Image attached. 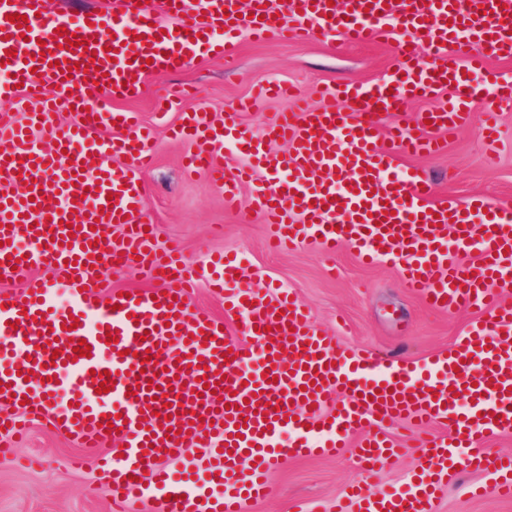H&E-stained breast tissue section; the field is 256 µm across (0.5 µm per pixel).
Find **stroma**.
I'll return each mask as SVG.
<instances>
[{
    "instance_id": "35a3bbf8",
    "label": "stroma",
    "mask_w": 512,
    "mask_h": 512,
    "mask_svg": "<svg viewBox=\"0 0 512 512\" xmlns=\"http://www.w3.org/2000/svg\"><path fill=\"white\" fill-rule=\"evenodd\" d=\"M228 50L225 58L206 55L182 70L153 73L139 96L105 97L99 102L106 110L137 113L156 132L154 166L143 177V210L145 223L157 227L159 245L178 246L187 263L199 271L211 255L238 254L246 284L261 289L274 283L293 290L309 309L313 325L338 330L342 341L412 359L447 351L461 328L476 318V311L444 314L430 309L404 288L396 265L363 264L346 248L339 250L332 265L311 246L290 252L274 249L261 217L248 203L225 210L223 193L206 174L184 171L183 159L193 146L168 133L181 113L223 115L250 97L257 85L271 81L297 87L307 93L311 107H318L315 87L374 82L393 68L396 45L339 49L314 37L258 43L242 33ZM499 112L501 134L495 155H487L474 122L449 138L438 155H398V171L427 170L440 201L478 197L512 208V105L500 106ZM0 446L8 450L0 456V512H110L97 469L101 449L79 446L38 423L24 438H6ZM74 455L84 458L82 469L68 468ZM420 465L419 454L408 452L365 477L348 451L337 457L283 458L270 471L267 498L254 503L252 512H290L297 500L334 512L350 482L362 478L375 488L396 486ZM493 481L492 474L482 471L447 476L436 500L437 512H512V499L470 494V486Z\"/></svg>"
}]
</instances>
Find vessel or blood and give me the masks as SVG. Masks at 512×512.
Wrapping results in <instances>:
<instances>
[{
  "instance_id": "1",
  "label": "vessel or blood",
  "mask_w": 512,
  "mask_h": 512,
  "mask_svg": "<svg viewBox=\"0 0 512 512\" xmlns=\"http://www.w3.org/2000/svg\"><path fill=\"white\" fill-rule=\"evenodd\" d=\"M15 13L26 27L10 22ZM165 14L155 20L139 0L86 17L57 12L52 0H0V69L11 73L0 101L19 96L33 106L20 120L0 113V279H24L21 292H0V405L11 408L0 428L13 436L40 421L92 447L118 441L119 461L99 465L115 512H140L148 498L156 512H247L279 458L347 447L372 474L407 448L388 435L398 421L424 434L421 473L389 490L353 483L336 512H436L435 482L452 468L491 473L493 492L512 498V456L475 450L512 435V306L499 299L512 284V209L477 198L435 202L424 173L394 175L378 136L382 114L447 86L454 97L427 115L432 135L392 126L405 152L439 151L469 122L482 89L512 103V75L486 68L488 57L512 56V0H251L246 15L239 0H165ZM241 32L259 41L398 42L391 72L321 90L318 109L279 113L264 137L235 111L182 113L173 133L197 144L185 169L209 174L226 205L252 184V206L278 246L312 245L330 258L345 245L364 262L398 265L433 308L478 310L447 355L417 365L340 342L313 327L289 291L243 285L230 256L214 263L223 318L193 310V269L142 220L152 133L136 114L98 101L136 96L148 74L182 68L215 52L217 34ZM59 106L75 111L60 130L50 123ZM112 127L116 136L101 138ZM37 132L50 147L35 144ZM275 138L287 152L266 149ZM228 143L250 158L230 174L215 161ZM458 246L475 257L458 260ZM118 254L156 288L112 290L103 272ZM35 266L46 277L29 276ZM58 279L70 293L63 308L51 294ZM80 340L89 355H75ZM173 459L189 460L196 484L170 475ZM214 486L223 489L215 501Z\"/></svg>"
}]
</instances>
